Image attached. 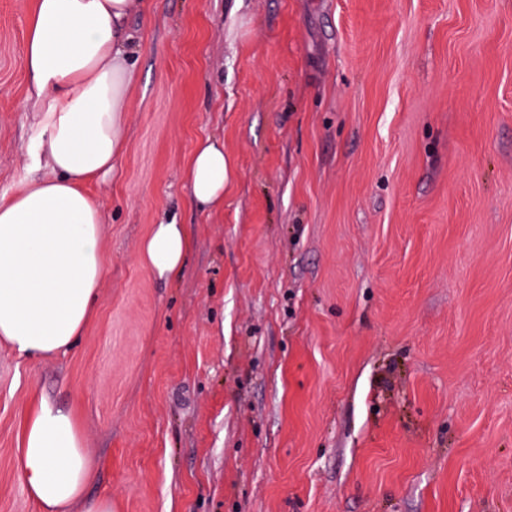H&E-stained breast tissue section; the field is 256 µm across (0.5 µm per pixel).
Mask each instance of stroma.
Returning a JSON list of instances; mask_svg holds the SVG:
<instances>
[{"label": "stroma", "mask_w": 512, "mask_h": 512, "mask_svg": "<svg viewBox=\"0 0 512 512\" xmlns=\"http://www.w3.org/2000/svg\"><path fill=\"white\" fill-rule=\"evenodd\" d=\"M34 0H0V197L34 175ZM108 265L70 349L0 347V512L32 394L112 512H512V0H147ZM224 141V206L189 201ZM193 246L141 262L153 224ZM190 200L198 208L224 206V187L228 164L224 158V141L207 137L194 150L185 168ZM190 248L191 240L184 225L172 219L153 224L140 247L139 256L154 275L169 279L181 273Z\"/></svg>", "instance_id": "1"}]
</instances>
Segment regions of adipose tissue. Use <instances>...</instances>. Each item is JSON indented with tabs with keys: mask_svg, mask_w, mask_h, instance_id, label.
Segmentation results:
<instances>
[{
	"mask_svg": "<svg viewBox=\"0 0 512 512\" xmlns=\"http://www.w3.org/2000/svg\"><path fill=\"white\" fill-rule=\"evenodd\" d=\"M146 0H35L24 65L37 137L29 153L46 168L0 198V341L20 356L70 348L93 315L107 273L100 207L86 191L112 174L126 144L127 95L137 81L127 22ZM199 208L224 204L228 164L220 139H204L186 168ZM191 240L162 221L142 243L157 277L181 273ZM24 487L39 512H112L111 499L85 504L91 460L72 411L33 398L19 442Z\"/></svg>",
	"mask_w": 512,
	"mask_h": 512,
	"instance_id": "ef3b65f1",
	"label": "adipose tissue"
}]
</instances>
